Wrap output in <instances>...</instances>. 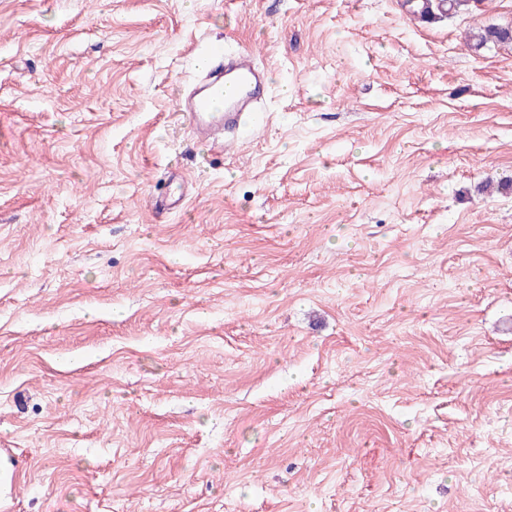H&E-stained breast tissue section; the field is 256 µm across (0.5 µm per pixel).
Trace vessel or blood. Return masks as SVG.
Returning a JSON list of instances; mask_svg holds the SVG:
<instances>
[{"label": "vessel or blood", "instance_id": "1", "mask_svg": "<svg viewBox=\"0 0 512 512\" xmlns=\"http://www.w3.org/2000/svg\"><path fill=\"white\" fill-rule=\"evenodd\" d=\"M199 68L201 79L191 91L176 93L174 109L199 142L220 150L247 127L264 93L266 74L251 51L228 54L219 42L208 45Z\"/></svg>", "mask_w": 512, "mask_h": 512}]
</instances>
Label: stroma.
<instances>
[{"mask_svg": "<svg viewBox=\"0 0 512 512\" xmlns=\"http://www.w3.org/2000/svg\"><path fill=\"white\" fill-rule=\"evenodd\" d=\"M402 2L0 0V512H512V0ZM468 46L479 49L489 46V44H509L512 43V27H487L470 33ZM204 74L189 92L178 89L174 109L205 146L223 149L224 141L239 137L248 118L257 112L265 84V70L250 50L224 52L223 43L212 42L199 61ZM230 76V79L224 77Z\"/></svg>", "mask_w": 512, "mask_h": 512, "instance_id": "obj_1", "label": "stroma"}]
</instances>
